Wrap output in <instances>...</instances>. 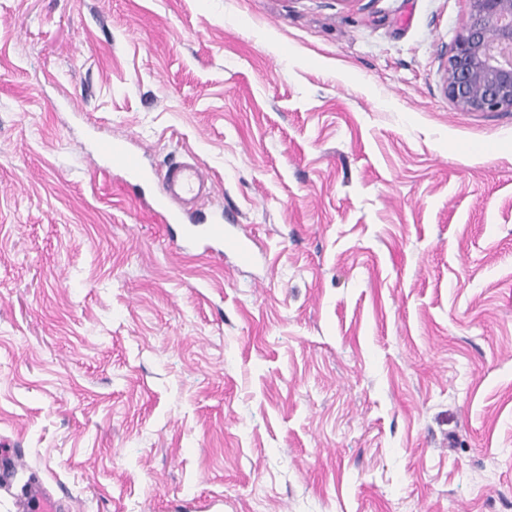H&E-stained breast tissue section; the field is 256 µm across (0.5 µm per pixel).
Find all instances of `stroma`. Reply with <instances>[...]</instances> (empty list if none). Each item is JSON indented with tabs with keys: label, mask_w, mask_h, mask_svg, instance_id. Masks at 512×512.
Returning a JSON list of instances; mask_svg holds the SVG:
<instances>
[{
	"label": "stroma",
	"mask_w": 512,
	"mask_h": 512,
	"mask_svg": "<svg viewBox=\"0 0 512 512\" xmlns=\"http://www.w3.org/2000/svg\"><path fill=\"white\" fill-rule=\"evenodd\" d=\"M466 0H0V512H512V112ZM263 247L183 249L99 139ZM448 49L446 94L464 112H512V0H468ZM22 512H58L60 503L39 481L30 482L21 497L17 498Z\"/></svg>",
	"instance_id": "35a3bbf8"
}]
</instances>
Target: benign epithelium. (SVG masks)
Returning <instances> with one entry per match:
<instances>
[{
	"label": "benign epithelium",
	"instance_id": "benign-epithelium-1",
	"mask_svg": "<svg viewBox=\"0 0 512 512\" xmlns=\"http://www.w3.org/2000/svg\"><path fill=\"white\" fill-rule=\"evenodd\" d=\"M448 49L446 94L464 112H512V0H468Z\"/></svg>",
	"mask_w": 512,
	"mask_h": 512
}]
</instances>
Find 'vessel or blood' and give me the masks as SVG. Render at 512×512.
Wrapping results in <instances>:
<instances>
[{
  "label": "vessel or blood",
  "instance_id": "vessel-or-blood-1",
  "mask_svg": "<svg viewBox=\"0 0 512 512\" xmlns=\"http://www.w3.org/2000/svg\"><path fill=\"white\" fill-rule=\"evenodd\" d=\"M96 154L104 162V171L121 170L131 188L153 185V194L147 202L149 209L160 223L183 225L187 242L202 241L229 248L243 264L252 263L261 252L262 247L256 239L227 232L228 219L224 214L204 210L203 204L208 196L207 179L199 164L187 161L173 164L158 178L151 171L127 163L118 142L99 141ZM18 502L21 512H59L60 509L59 502L38 481L27 485Z\"/></svg>",
  "mask_w": 512,
  "mask_h": 512
}]
</instances>
